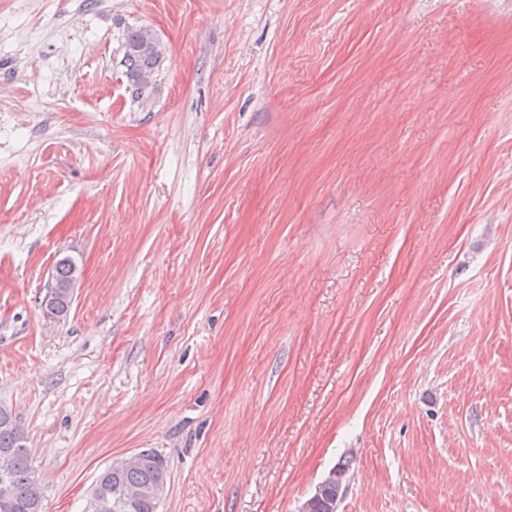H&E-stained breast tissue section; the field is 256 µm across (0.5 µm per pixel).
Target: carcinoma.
I'll list each match as a JSON object with an SVG mask.
<instances>
[{
  "label": "carcinoma",
  "instance_id": "1",
  "mask_svg": "<svg viewBox=\"0 0 512 512\" xmlns=\"http://www.w3.org/2000/svg\"><path fill=\"white\" fill-rule=\"evenodd\" d=\"M154 33L147 28L130 31L124 43L123 62L129 88L142 95L151 83L143 81L146 75L159 70L161 58L152 48ZM75 266L67 259L60 260L55 267L57 288L43 300L45 310L57 318L67 316L72 305V291L68 285L74 278ZM9 459L10 472L6 497L10 507L0 512H43L42 495L34 491L35 471L32 466L31 449L27 448L17 421L0 420V455ZM166 461L152 452L128 468L102 472L92 486L86 512H101L98 503H110L108 512H157L160 502L153 498L152 491L167 483Z\"/></svg>",
  "mask_w": 512,
  "mask_h": 512
}]
</instances>
